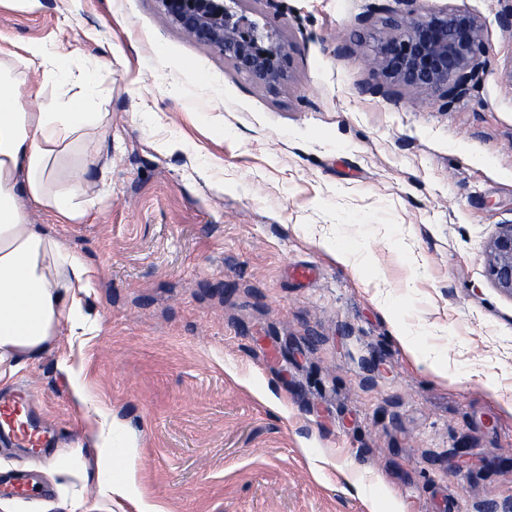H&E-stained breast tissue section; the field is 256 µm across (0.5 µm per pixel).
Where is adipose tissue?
Wrapping results in <instances>:
<instances>
[{
    "label": "adipose tissue",
    "mask_w": 512,
    "mask_h": 512,
    "mask_svg": "<svg viewBox=\"0 0 512 512\" xmlns=\"http://www.w3.org/2000/svg\"><path fill=\"white\" fill-rule=\"evenodd\" d=\"M45 60L46 50L37 43L19 52L0 50V380L55 347L61 330L74 335L92 325L84 302L95 285L94 268L46 225L31 223L28 208L53 212L66 224L88 218L97 197L55 164L73 143L105 127L107 115L95 111L89 90L47 111H27L25 99L35 90L26 72ZM108 422L99 408L85 415L92 445L105 454L106 465L89 467L76 448L53 455L50 472L95 481L102 497L133 502L136 512H163L161 504L140 495L130 457H114Z\"/></svg>",
    "instance_id": "obj_1"
}]
</instances>
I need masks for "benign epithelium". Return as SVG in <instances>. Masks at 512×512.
<instances>
[{"instance_id": "7a95c632", "label": "benign epithelium", "mask_w": 512, "mask_h": 512, "mask_svg": "<svg viewBox=\"0 0 512 512\" xmlns=\"http://www.w3.org/2000/svg\"><path fill=\"white\" fill-rule=\"evenodd\" d=\"M171 21L197 43L216 50L256 85L275 88L286 76L289 46L253 25L233 20L224 0H161ZM374 46L372 67L391 83L450 103L478 83L483 70V26L460 8L395 18ZM488 275L512 296V224H501L488 246Z\"/></svg>"}]
</instances>
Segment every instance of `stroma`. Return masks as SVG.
Listing matches in <instances>:
<instances>
[{
  "label": "stroma",
  "instance_id": "1",
  "mask_svg": "<svg viewBox=\"0 0 512 512\" xmlns=\"http://www.w3.org/2000/svg\"><path fill=\"white\" fill-rule=\"evenodd\" d=\"M378 0H232L289 72L249 81L160 0L0 7V48L59 53L37 112L92 88L109 124L62 165L102 195L85 223L30 207L98 273L85 337L25 362L49 442L0 432V490L69 512L62 444L94 457L63 372L79 360L166 512H484L512 502V296L487 245L512 222V0H422L484 24L478 84L452 103L380 84ZM407 334L423 353L399 343ZM366 497H359L357 487Z\"/></svg>",
  "mask_w": 512,
  "mask_h": 512
}]
</instances>
